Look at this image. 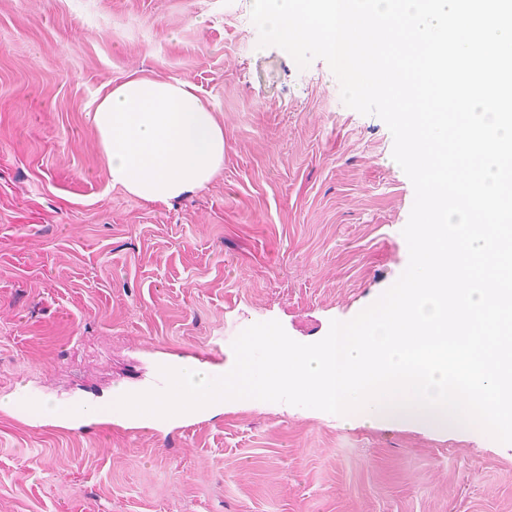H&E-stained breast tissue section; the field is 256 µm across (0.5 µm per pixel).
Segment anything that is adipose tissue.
Returning a JSON list of instances; mask_svg holds the SVG:
<instances>
[{
	"label": "adipose tissue",
	"instance_id": "1",
	"mask_svg": "<svg viewBox=\"0 0 512 512\" xmlns=\"http://www.w3.org/2000/svg\"><path fill=\"white\" fill-rule=\"evenodd\" d=\"M91 121L112 184L148 203L200 190L224 163V131L186 81L131 76Z\"/></svg>",
	"mask_w": 512,
	"mask_h": 512
}]
</instances>
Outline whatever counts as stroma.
I'll return each instance as SVG.
<instances>
[{"label":"stroma","instance_id":"1","mask_svg":"<svg viewBox=\"0 0 512 512\" xmlns=\"http://www.w3.org/2000/svg\"><path fill=\"white\" fill-rule=\"evenodd\" d=\"M252 0H0V399L233 367L243 324L301 343L409 262L413 185L327 62L260 47ZM193 83L224 165L167 204L112 185L89 117L129 74ZM0 512H512V446L253 399L151 427L0 408Z\"/></svg>","mask_w":512,"mask_h":512}]
</instances>
